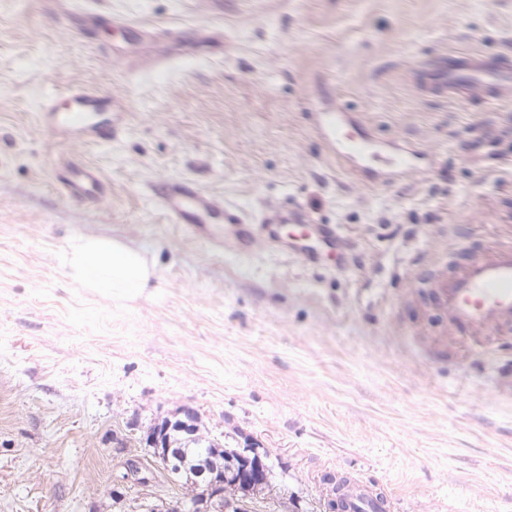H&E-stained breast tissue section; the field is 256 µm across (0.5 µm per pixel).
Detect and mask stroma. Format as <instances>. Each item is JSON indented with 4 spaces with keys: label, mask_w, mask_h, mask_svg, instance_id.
Here are the masks:
<instances>
[{
    "label": "stroma",
    "mask_w": 512,
    "mask_h": 512,
    "mask_svg": "<svg viewBox=\"0 0 512 512\" xmlns=\"http://www.w3.org/2000/svg\"><path fill=\"white\" fill-rule=\"evenodd\" d=\"M451 52L512 56V0H0V512L176 501L144 434L184 407L267 452L251 512H328L341 473L392 512H512V336L450 328L423 285L512 237V97L439 90ZM73 86L119 99L117 139L39 127L44 93ZM332 109L421 145L420 175L337 162ZM74 157L107 197L62 195ZM166 180L250 217L295 203L312 222L280 236L339 225L349 265L216 250L147 196ZM76 235L145 248L151 288L73 284L57 253ZM133 458L148 481L114 500Z\"/></svg>",
    "instance_id": "35a3bbf8"
}]
</instances>
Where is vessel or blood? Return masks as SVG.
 Listing matches in <instances>:
<instances>
[{
	"instance_id": "b4317fda",
	"label": "vessel or blood",
	"mask_w": 512,
	"mask_h": 512,
	"mask_svg": "<svg viewBox=\"0 0 512 512\" xmlns=\"http://www.w3.org/2000/svg\"><path fill=\"white\" fill-rule=\"evenodd\" d=\"M437 85L443 89L466 88L476 99L487 93L501 96L512 92V72L505 63H494L482 55L453 56L439 67ZM56 99V92L48 91L40 106L41 125L53 139L100 143L116 137L121 130L117 124L105 128L93 122V114L108 110L109 104L92 90L78 88L68 92L69 107L64 112L58 110ZM348 124L346 113L326 112L321 116V133L334 145L339 158L365 166L376 156L377 145L370 137L348 135ZM418 154L417 147L394 146L386 178L412 175ZM61 189L69 197L97 198L104 194L98 170L81 164L72 167L71 176L63 180ZM149 193L175 222L213 236L215 243L223 247L248 236L257 247L285 254L289 248L278 240L276 227L308 221L299 207L280 204L269 207L248 224L242 216L226 213L217 198L184 181L151 185ZM221 222L228 225L226 235H213V225ZM428 284L455 328H488L500 336L512 333V241L492 248L489 256L468 261L455 277L432 273ZM343 512H388V508L379 504L369 485L358 481L343 502Z\"/></svg>"
}]
</instances>
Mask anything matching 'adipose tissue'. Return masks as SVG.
<instances>
[{
	"label": "adipose tissue",
	"mask_w": 512,
	"mask_h": 512,
	"mask_svg": "<svg viewBox=\"0 0 512 512\" xmlns=\"http://www.w3.org/2000/svg\"><path fill=\"white\" fill-rule=\"evenodd\" d=\"M58 261L73 283L115 301L143 293L156 276L141 249L98 236L68 238Z\"/></svg>",
	"instance_id": "obj_1"
}]
</instances>
